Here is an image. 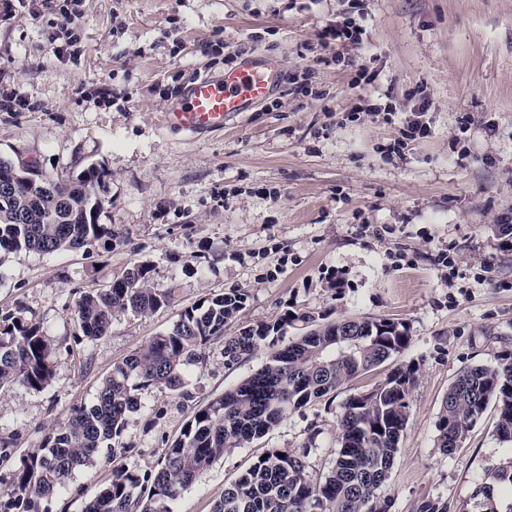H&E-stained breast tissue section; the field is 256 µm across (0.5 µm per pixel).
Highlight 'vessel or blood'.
Instances as JSON below:
<instances>
[{"label":"vessel or blood","mask_w":512,"mask_h":512,"mask_svg":"<svg viewBox=\"0 0 512 512\" xmlns=\"http://www.w3.org/2000/svg\"><path fill=\"white\" fill-rule=\"evenodd\" d=\"M278 73L276 59L245 58L221 77H196L183 100L166 110L165 124L192 134L223 129L237 113L267 99Z\"/></svg>","instance_id":"1"}]
</instances>
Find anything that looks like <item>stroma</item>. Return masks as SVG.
<instances>
[{"mask_svg":"<svg viewBox=\"0 0 512 512\" xmlns=\"http://www.w3.org/2000/svg\"><path fill=\"white\" fill-rule=\"evenodd\" d=\"M71 14L82 22L68 30ZM348 18L367 41L339 63L320 37ZM244 54L281 62L265 103L196 138L165 126L195 76L223 75ZM364 66L377 74L372 84L358 76ZM422 105L431 134L407 139ZM1 155L62 179L103 164L111 203L100 221L125 238L109 251L0 258V313L23 311L55 350L43 390L0 391V437L13 440L0 488L52 428L93 403L116 363L186 307L241 290L248 300L225 336L289 316V341L307 314L385 317L411 341L397 361L226 453L171 512H210L270 448L305 452L307 475L323 478L344 401L398 364L416 368L417 384L379 490L392 512L429 501L512 512V488L493 480L512 462L495 409L452 454L435 446L456 375L512 353V246L497 227L512 210V0H0ZM141 262L171 304L80 337L79 296ZM223 350L215 339L187 366L183 392H142L122 436L128 463L153 470L196 410L267 359L261 349L228 367ZM112 467L101 450L44 512H83Z\"/></svg>","mask_w":512,"mask_h":512,"instance_id":"35a3bbf8","label":"stroma"}]
</instances>
